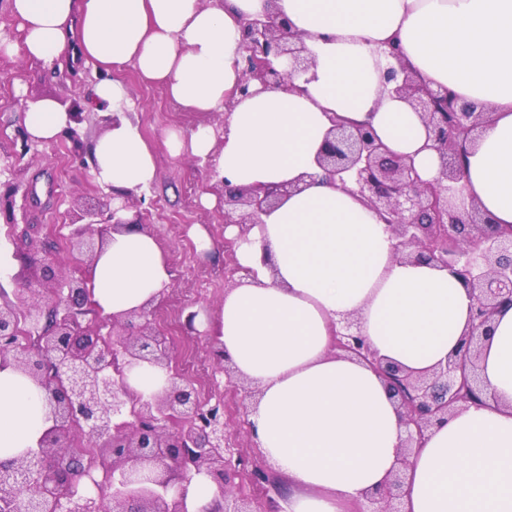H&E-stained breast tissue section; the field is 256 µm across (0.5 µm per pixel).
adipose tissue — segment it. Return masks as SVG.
<instances>
[{"label": "adipose tissue", "mask_w": 512, "mask_h": 512, "mask_svg": "<svg viewBox=\"0 0 512 512\" xmlns=\"http://www.w3.org/2000/svg\"><path fill=\"white\" fill-rule=\"evenodd\" d=\"M21 39L0 51L47 70L76 58L105 70L133 64L194 112L228 110L227 130H166L175 156L211 160L234 187L304 179L246 239L228 225L247 274L225 290L219 349L259 391L248 415L261 454L280 474L283 512H351L394 471L407 436L388 385L370 363L333 345L354 319L378 356L428 373L459 350L475 300L448 270L394 256V240L351 183L325 177L317 156L333 119L369 126L423 180L439 175L418 112L386 85L408 68L486 113L468 145L457 205L477 202L491 223L512 226V0H0ZM303 37L313 60L291 89L238 92L244 22L269 8ZM108 117L92 149L97 184L129 195L156 180L155 151L126 119L134 103L119 79L92 90ZM56 101L31 99L24 126L49 144L70 125ZM170 283L156 237L114 232L90 265L87 288L101 313L123 316L155 302ZM478 403L449 415L414 449L402 512H512V306L490 324ZM52 425L39 386L0 360V464L36 449Z\"/></svg>", "instance_id": "obj_1"}]
</instances>
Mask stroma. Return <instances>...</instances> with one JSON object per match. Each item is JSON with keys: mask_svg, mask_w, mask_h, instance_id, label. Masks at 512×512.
<instances>
[{"mask_svg": "<svg viewBox=\"0 0 512 512\" xmlns=\"http://www.w3.org/2000/svg\"><path fill=\"white\" fill-rule=\"evenodd\" d=\"M94 64L66 63L50 72L38 63L0 53V194L14 187L12 209L0 206V253L15 270L42 276L45 260H52L59 276H89L86 253L72 249L66 225L86 209L104 210L112 203L111 190L98 186L91 175V146L104 119L89 106L90 89L104 78ZM137 107L131 119L154 146L157 179L149 193L132 195L133 214L149 224L170 266L171 283L158 303L157 329L173 343L177 363L193 359L186 371L201 395L222 394L228 433L254 466L269 463L249 435L247 409L226 382L214 356L213 327L224 299V275L236 264L233 249L224 244V209H204L202 194L223 195L209 166L192 156L172 157L162 144L166 129L185 131L205 124L224 132L220 112H190L171 102L163 86L145 84L133 66L118 74ZM52 99L83 105L87 115L79 142L60 135L52 143L23 146L25 102ZM199 320L186 327L189 312Z\"/></svg>", "mask_w": 512, "mask_h": 512, "instance_id": "obj_1", "label": "stroma"}]
</instances>
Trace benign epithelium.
<instances>
[{
    "instance_id": "obj_1",
    "label": "benign epithelium",
    "mask_w": 512,
    "mask_h": 512,
    "mask_svg": "<svg viewBox=\"0 0 512 512\" xmlns=\"http://www.w3.org/2000/svg\"><path fill=\"white\" fill-rule=\"evenodd\" d=\"M241 49L243 95L250 94L253 81L265 88L291 87L312 66L302 38L274 12L244 24ZM282 58L288 67L277 65ZM395 92L420 113L441 159L440 178L422 180L411 157L389 152L371 129L341 120L333 121L317 164L329 177L348 176L353 193L385 215L397 258L433 262L463 279L475 295V328L483 332L464 337L446 364L424 376L381 364L367 340L352 331L353 320L336 332L337 349L377 365L407 427L399 468L385 486L366 495V510L357 512H401L399 490L409 455L432 427L479 392L482 337L502 304L512 305V230L490 223L473 204L458 211L449 201L462 177L459 158L484 113L468 104L442 112L439 105L448 99V89L433 90L408 75ZM67 111L73 125L66 133L77 144L84 115L76 103ZM299 190L297 182L263 193L231 189L224 195L229 206L224 223L238 225L244 235L280 197ZM116 213L114 208L80 214L71 231L72 246L85 245L88 257H94L111 232L125 224ZM94 235L97 242H87ZM90 311L87 289L74 280L55 289L28 282L0 307V339L11 340L0 346V357L10 358L43 390L54 418L38 448L9 465L0 464V512H103L104 490L112 502L109 512H188L186 487L202 473L220 492L212 512H255L251 498L227 486L239 473L255 485L269 482L271 473L248 468L231 437L224 435L223 396L202 398L179 374L170 341L154 325L156 307L114 317L109 324L84 321ZM20 314L36 330L37 345L13 340ZM139 362L165 368L169 389L146 400L133 398L124 369ZM81 444L112 449L105 472L98 473L83 458L77 451ZM84 478L96 495L83 491Z\"/></svg>"
}]
</instances>
